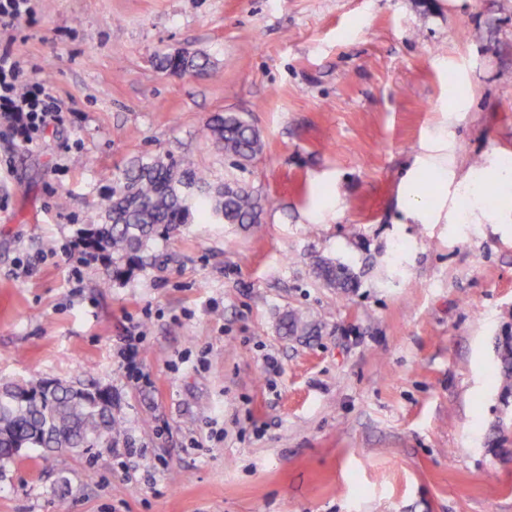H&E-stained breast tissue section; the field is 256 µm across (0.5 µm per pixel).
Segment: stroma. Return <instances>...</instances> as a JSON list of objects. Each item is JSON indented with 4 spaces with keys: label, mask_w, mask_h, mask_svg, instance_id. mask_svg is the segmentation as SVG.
<instances>
[{
    "label": "stroma",
    "mask_w": 512,
    "mask_h": 512,
    "mask_svg": "<svg viewBox=\"0 0 512 512\" xmlns=\"http://www.w3.org/2000/svg\"><path fill=\"white\" fill-rule=\"evenodd\" d=\"M33 5L17 51L67 120L36 148L0 128V381L109 388L130 454L22 450L0 512H512V224L398 208L435 128L456 174L512 158V0ZM177 53L209 67L159 68ZM217 112L260 131L246 168L204 137ZM141 155L248 185L262 224L185 225L113 279L70 243ZM318 256L356 288L317 283ZM293 308L320 335H282ZM135 324L137 383L116 357ZM495 345L497 369L493 376L501 393L505 396L512 394V338L497 339Z\"/></svg>",
    "instance_id": "35a3bbf8"
}]
</instances>
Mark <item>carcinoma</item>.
I'll return each mask as SVG.
<instances>
[{"mask_svg":"<svg viewBox=\"0 0 512 512\" xmlns=\"http://www.w3.org/2000/svg\"><path fill=\"white\" fill-rule=\"evenodd\" d=\"M161 67L188 73L206 68L195 60L187 65L169 56L159 58ZM206 138L217 144L224 156L240 166L262 153L260 132L234 114L214 115L204 125ZM111 193L103 205L102 220L81 227L77 237L112 265V277L119 279L137 267L159 239H169L195 215L213 217L208 195L195 200L183 198L179 183L210 186L209 175L189 160L140 156L112 175ZM224 223L254 225L264 210L261 198L245 184L234 188L224 183ZM318 282L326 288L345 291L353 287L348 270L331 259L318 260L313 268ZM280 328L287 336H311L317 325L300 310L284 315ZM497 369L494 378L501 393L512 394V338L495 345ZM122 433L121 422L112 414V393L101 387L77 388L61 380L9 381L0 386V467L16 459L19 448H93Z\"/></svg>","mask_w":512,"mask_h":512,"instance_id":"cac0c4a2","label":"carcinoma"}]
</instances>
